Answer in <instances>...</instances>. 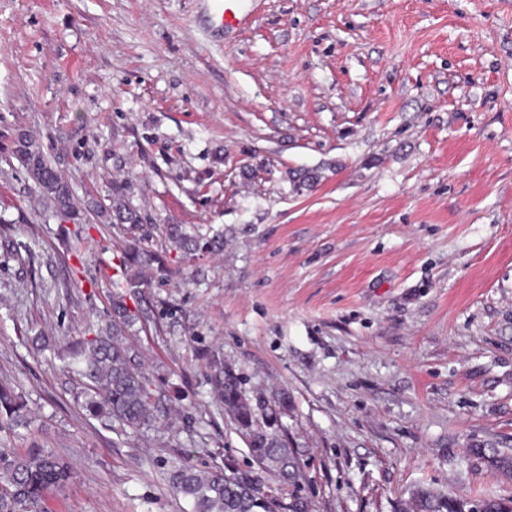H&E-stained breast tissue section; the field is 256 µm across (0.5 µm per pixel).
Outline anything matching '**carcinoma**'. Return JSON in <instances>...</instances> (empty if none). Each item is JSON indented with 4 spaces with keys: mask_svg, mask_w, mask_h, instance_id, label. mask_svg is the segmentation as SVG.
Instances as JSON below:
<instances>
[{
    "mask_svg": "<svg viewBox=\"0 0 512 512\" xmlns=\"http://www.w3.org/2000/svg\"><path fill=\"white\" fill-rule=\"evenodd\" d=\"M17 154L28 173L53 201L56 213L65 221L71 218L74 206L68 184L42 152L32 137L19 140ZM109 220L117 224L137 226L138 211L122 199L113 197ZM169 251L192 253L200 249V241L188 235L180 224L164 227ZM156 265L162 275L170 271L167 256L147 250L134 238L120 248L118 263L112 275V319L104 328L88 326L90 336L79 338L69 353L67 372L81 386L84 415L118 425L126 439L135 441L141 432L161 427L162 394L151 389L141 370L139 352L122 341V332L132 323L152 322L150 311L130 310L126 296L136 297L150 286L142 280L140 269ZM213 394L224 405L236 429L251 443L250 455L257 471L241 472L228 465L224 468L201 469L179 464L168 476L171 489L190 504V512H310L308 501L295 494L283 501L267 492L265 475H273L290 486L305 480L303 466L295 449L289 447L286 436L276 429L260 425L254 408L243 394L237 378L224 371V360L212 356L206 363ZM28 409L13 385L0 384V431L24 427ZM470 455L481 460L497 476L512 481V451L501 448H471ZM73 478L69 461L43 446L31 443L22 450L11 448L0 440V512H42L46 497L63 489ZM512 512V498L458 497L418 488L411 496L409 512Z\"/></svg>",
    "mask_w": 512,
    "mask_h": 512,
    "instance_id": "cac0c4a2",
    "label": "carcinoma"
}]
</instances>
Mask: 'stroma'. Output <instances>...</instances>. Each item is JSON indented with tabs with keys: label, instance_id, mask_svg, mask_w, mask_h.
Segmentation results:
<instances>
[{
	"label": "stroma",
	"instance_id": "1",
	"mask_svg": "<svg viewBox=\"0 0 512 512\" xmlns=\"http://www.w3.org/2000/svg\"><path fill=\"white\" fill-rule=\"evenodd\" d=\"M0 0V381L72 483L46 512H186L179 459L253 470L210 354L295 448L312 512H401L429 486L505 497L512 448V0ZM68 182L81 242L15 155ZM174 282L125 334L166 394L129 443L64 357L110 319L114 189ZM46 351H36L37 343ZM165 242L168 244L166 248L168 252L176 251L184 254L195 252L198 249H204L208 245H215L218 243L216 240L206 241L200 246V241L188 235L182 228L181 224H167L164 227ZM470 455L481 460L486 468L501 479L512 481V451L501 448H472Z\"/></svg>",
	"mask_w": 512,
	"mask_h": 512
}]
</instances>
